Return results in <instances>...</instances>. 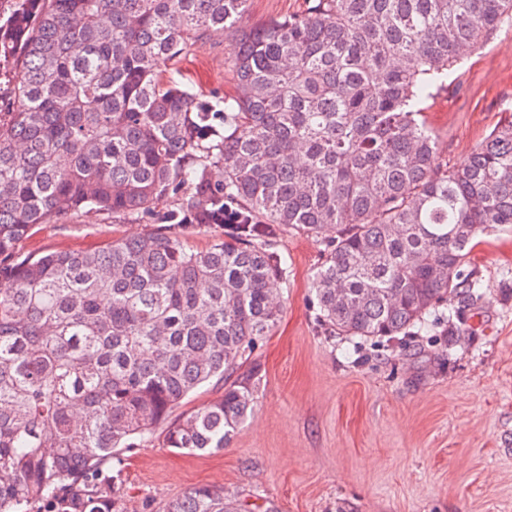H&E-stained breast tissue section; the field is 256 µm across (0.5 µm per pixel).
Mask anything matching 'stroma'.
<instances>
[{
    "mask_svg": "<svg viewBox=\"0 0 512 512\" xmlns=\"http://www.w3.org/2000/svg\"><path fill=\"white\" fill-rule=\"evenodd\" d=\"M224 35L180 63L204 94L229 91ZM512 113V28L448 73L426 104L439 160L464 164L502 114ZM92 214L40 224L26 253L82 251L144 232ZM280 320L245 362L255 408L224 450L189 454L161 441L124 449L113 474L126 512H159L204 485L245 512H512V232L480 234L470 267L487 286L457 318L395 337L328 335L311 278L324 247L284 232Z\"/></svg>",
    "mask_w": 512,
    "mask_h": 512,
    "instance_id": "35a3bbf8",
    "label": "stroma"
}]
</instances>
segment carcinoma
Wrapping results in <instances>:
<instances>
[{"label":"carcinoma","mask_w":512,"mask_h":512,"mask_svg":"<svg viewBox=\"0 0 512 512\" xmlns=\"http://www.w3.org/2000/svg\"><path fill=\"white\" fill-rule=\"evenodd\" d=\"M249 5L0 0V512H123L105 472L123 449H224L255 372L169 415L276 326L287 230L325 246L311 288L331 333L426 332L486 295L465 266L512 230V114L450 167L422 105L512 0H312L261 24ZM217 32L232 91L207 96L176 64ZM89 212L155 228L21 251ZM201 228L210 247H186ZM164 512L239 510L203 486Z\"/></svg>","instance_id":"1"}]
</instances>
